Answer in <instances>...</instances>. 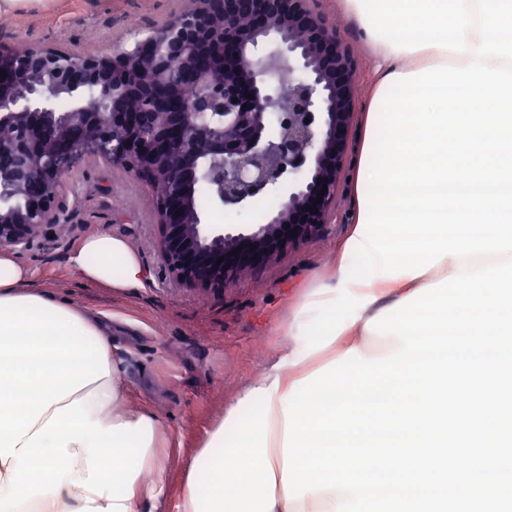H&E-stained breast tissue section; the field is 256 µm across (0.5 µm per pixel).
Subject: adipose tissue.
I'll list each match as a JSON object with an SVG mask.
<instances>
[{
  "label": "adipose tissue",
  "instance_id": "adipose-tissue-1",
  "mask_svg": "<svg viewBox=\"0 0 512 512\" xmlns=\"http://www.w3.org/2000/svg\"><path fill=\"white\" fill-rule=\"evenodd\" d=\"M341 3L375 64L335 283L294 312L266 376L186 462L171 503L160 420L123 409L126 371L105 316L31 287L0 251V512H334L347 492L285 497L283 397L348 349L400 350L366 322L416 289L512 258V0ZM74 262L118 292L146 281L108 233Z\"/></svg>",
  "mask_w": 512,
  "mask_h": 512
}]
</instances>
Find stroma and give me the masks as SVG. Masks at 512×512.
I'll return each instance as SVG.
<instances>
[{
  "label": "stroma",
  "instance_id": "35a3bbf8",
  "mask_svg": "<svg viewBox=\"0 0 512 512\" xmlns=\"http://www.w3.org/2000/svg\"><path fill=\"white\" fill-rule=\"evenodd\" d=\"M191 5L192 0H36L0 13V45L105 54L132 46ZM313 7L341 35L358 76L348 162L320 234L244 272L222 292L190 290L176 284L158 260L150 193L121 167L90 160L67 177L59 222L14 253L30 270L32 286L60 289L75 304L111 313L112 350L126 369L124 406L147 407L158 416L170 444L172 500L182 491L184 461L242 389L266 375L302 293L332 281L336 248L351 227L357 206L353 173L374 58L358 20L339 0H314ZM198 209L208 224H262L270 204L260 200L242 212L224 211L202 192ZM97 233L127 241L147 271L144 288L118 293L78 276L72 258L83 240Z\"/></svg>",
  "mask_w": 512,
  "mask_h": 512
}]
</instances>
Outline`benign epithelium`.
I'll return each mask as SVG.
<instances>
[{
	"mask_svg": "<svg viewBox=\"0 0 512 512\" xmlns=\"http://www.w3.org/2000/svg\"><path fill=\"white\" fill-rule=\"evenodd\" d=\"M272 37L280 46L268 52ZM214 56L224 57L234 77L207 66ZM284 64L286 86L272 77ZM2 72L12 84L0 86V129L18 136L0 138V157L11 160L0 166V248L24 249L58 223L64 178L91 157L151 190L166 187V195L152 196L155 249L184 288L224 290L320 231L336 200L356 68L312 0H194L130 49L77 55L35 48L17 58L0 47ZM167 80H190L197 93L190 100L164 95ZM90 90L98 97L93 112L85 105ZM130 99L152 112L151 127L128 110ZM201 189L227 210L272 195L278 201L264 224H205L195 204Z\"/></svg>",
	"mask_w": 512,
	"mask_h": 512,
	"instance_id": "1",
	"label": "benign epithelium"
}]
</instances>
